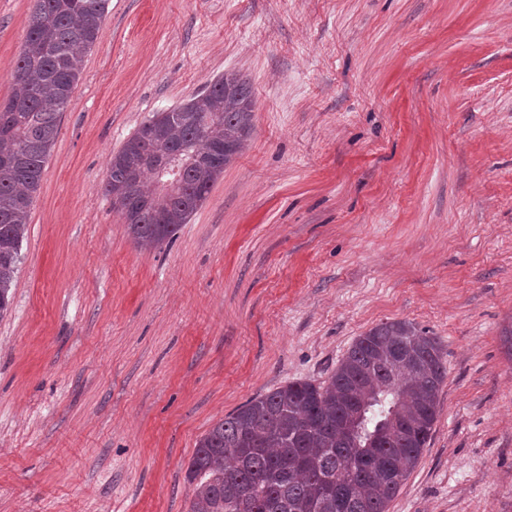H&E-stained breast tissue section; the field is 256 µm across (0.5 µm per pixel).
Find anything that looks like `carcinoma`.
<instances>
[{"instance_id": "carcinoma-1", "label": "carcinoma", "mask_w": 512, "mask_h": 512, "mask_svg": "<svg viewBox=\"0 0 512 512\" xmlns=\"http://www.w3.org/2000/svg\"><path fill=\"white\" fill-rule=\"evenodd\" d=\"M108 0H34L0 103V317L60 116L101 35ZM249 82L227 74L157 112L112 156L104 189L142 248L175 236L253 130ZM181 167L180 178L163 173ZM447 362L407 321L360 336L325 385L295 381L225 416L199 440L189 512H387L429 442Z\"/></svg>"}]
</instances>
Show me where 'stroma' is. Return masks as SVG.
<instances>
[{"label": "stroma", "mask_w": 512, "mask_h": 512, "mask_svg": "<svg viewBox=\"0 0 512 512\" xmlns=\"http://www.w3.org/2000/svg\"><path fill=\"white\" fill-rule=\"evenodd\" d=\"M34 0H0V101ZM248 149L172 241L103 190L224 73ZM0 318V512H188L212 425L406 320L448 374L388 512H512V0H109Z\"/></svg>", "instance_id": "1"}]
</instances>
